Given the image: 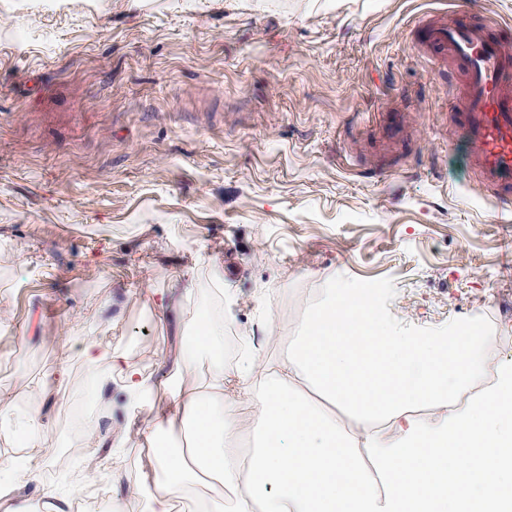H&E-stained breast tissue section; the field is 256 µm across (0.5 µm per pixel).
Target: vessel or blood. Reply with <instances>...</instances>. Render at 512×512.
<instances>
[{
  "mask_svg": "<svg viewBox=\"0 0 512 512\" xmlns=\"http://www.w3.org/2000/svg\"><path fill=\"white\" fill-rule=\"evenodd\" d=\"M425 47L452 60L464 76L454 114L469 146V166L497 193L512 190V40L489 36L482 24L429 18Z\"/></svg>",
  "mask_w": 512,
  "mask_h": 512,
  "instance_id": "vessel-or-blood-1",
  "label": "vessel or blood"
}]
</instances>
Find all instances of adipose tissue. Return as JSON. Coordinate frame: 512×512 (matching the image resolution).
Returning a JSON list of instances; mask_svg holds the SVG:
<instances>
[{
	"mask_svg": "<svg viewBox=\"0 0 512 512\" xmlns=\"http://www.w3.org/2000/svg\"><path fill=\"white\" fill-rule=\"evenodd\" d=\"M196 331L164 385L99 342L82 350L98 387L167 400L149 433L107 442L154 462L146 512H512V360L484 357L491 337L404 333L378 288L325 289L271 358L247 331L226 362L223 318ZM201 362L205 386H185Z\"/></svg>",
	"mask_w": 512,
	"mask_h": 512,
	"instance_id": "1",
	"label": "adipose tissue"
}]
</instances>
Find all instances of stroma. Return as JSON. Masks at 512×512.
Here are the masks:
<instances>
[{
  "instance_id": "stroma-1",
  "label": "stroma",
  "mask_w": 512,
  "mask_h": 512,
  "mask_svg": "<svg viewBox=\"0 0 512 512\" xmlns=\"http://www.w3.org/2000/svg\"><path fill=\"white\" fill-rule=\"evenodd\" d=\"M481 10L512 34V0H0V394L44 445L83 442L84 342L137 337L154 375L220 316L225 360L246 329L278 352L330 286L387 289L405 332L493 326L512 358V214L454 132L462 77L421 45L426 15ZM185 273L174 326L144 292ZM92 395L99 433L150 428ZM144 466L129 452L93 512H138ZM58 468L27 464L22 507L84 492Z\"/></svg>"
}]
</instances>
